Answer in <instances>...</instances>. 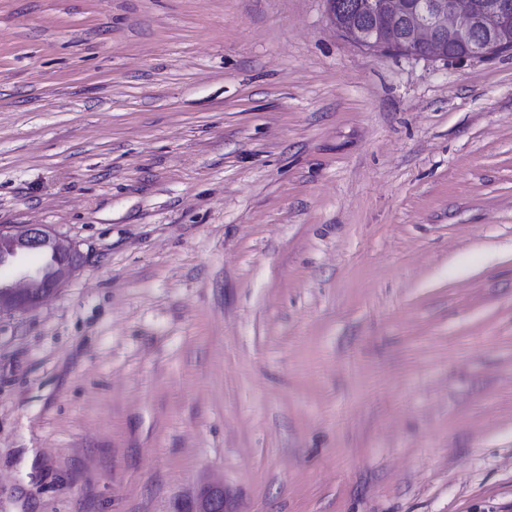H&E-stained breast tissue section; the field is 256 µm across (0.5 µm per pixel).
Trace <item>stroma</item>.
Wrapping results in <instances>:
<instances>
[{
    "label": "stroma",
    "mask_w": 512,
    "mask_h": 512,
    "mask_svg": "<svg viewBox=\"0 0 512 512\" xmlns=\"http://www.w3.org/2000/svg\"><path fill=\"white\" fill-rule=\"evenodd\" d=\"M0 512H512V50L324 0H0ZM324 2L330 22L353 43L367 50L387 49L374 32L361 27L355 21L351 11L342 2L339 0H324ZM34 251L50 258L48 269H31L22 264L26 254ZM84 263L79 247L46 225H0V268L14 270L12 280L0 279V313L36 306L45 295L64 285ZM193 512H224V492L218 487L204 489Z\"/></svg>",
    "instance_id": "35a3bbf8"
}]
</instances>
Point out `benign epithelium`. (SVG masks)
<instances>
[{
    "label": "benign epithelium",
    "instance_id": "obj_1",
    "mask_svg": "<svg viewBox=\"0 0 512 512\" xmlns=\"http://www.w3.org/2000/svg\"><path fill=\"white\" fill-rule=\"evenodd\" d=\"M333 26L360 47L381 50L386 45L361 27L340 0H324ZM382 25L398 35L391 49L411 57H435L464 62L487 57L512 46V0H375ZM37 251L51 260L47 269L22 264ZM85 263L79 247L42 224L0 225V268L11 267L10 280H0V313L36 306L64 285ZM193 512H224V492L203 490Z\"/></svg>",
    "mask_w": 512,
    "mask_h": 512
}]
</instances>
